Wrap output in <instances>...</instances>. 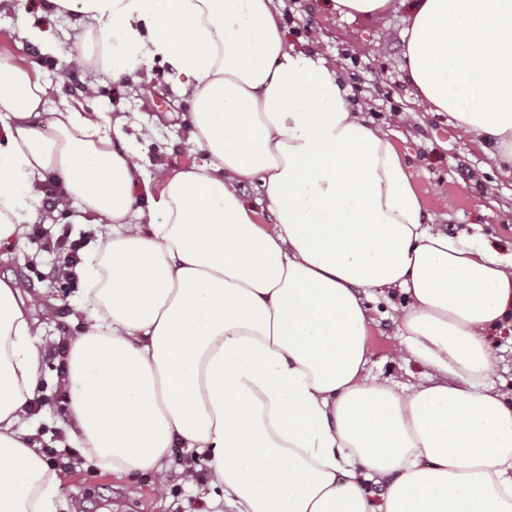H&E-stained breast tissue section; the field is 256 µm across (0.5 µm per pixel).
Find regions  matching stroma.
Returning a JSON list of instances; mask_svg holds the SVG:
<instances>
[{
	"instance_id": "stroma-1",
	"label": "stroma",
	"mask_w": 512,
	"mask_h": 512,
	"mask_svg": "<svg viewBox=\"0 0 512 512\" xmlns=\"http://www.w3.org/2000/svg\"><path fill=\"white\" fill-rule=\"evenodd\" d=\"M289 49L333 63L337 77L353 92L355 111L387 132L415 177L427 223L455 237L489 243L502 254L512 253V177L499 173L489 150L451 124L444 115L421 111L402 69L407 12L397 7L372 17L348 18L336 12L331 0H273ZM29 28L46 31L55 50L23 36ZM81 32L75 19L55 16L47 0H0V54L32 65L34 79L45 83L54 106L77 104L84 90H98L94 107L112 117L126 118L127 146L144 172L157 166L180 170L202 166L208 158L189 134L186 116L192 88L167 73L157 61L131 75L87 66L63 73ZM40 234H27L21 245L0 259V279L11 281L26 302L29 316L48 344L75 336L76 309H92L82 288H62L52 271L58 260L46 246L61 231L72 238L96 241L106 236L107 223H85L78 207L64 212L39 208ZM401 297L373 304L370 336L371 373L388 380L415 384L427 375L419 363L393 360L401 341L395 318ZM69 412L54 404L32 411L23 430L43 448H58L65 466L55 473L61 492L59 512H236L209 474L186 482L175 460L187 456L184 448L171 451L174 460L164 493L149 479L118 477L103 470L78 446L59 448L71 427Z\"/></svg>"
}]
</instances>
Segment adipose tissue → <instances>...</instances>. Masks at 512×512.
<instances>
[{
  "label": "adipose tissue",
  "mask_w": 512,
  "mask_h": 512,
  "mask_svg": "<svg viewBox=\"0 0 512 512\" xmlns=\"http://www.w3.org/2000/svg\"><path fill=\"white\" fill-rule=\"evenodd\" d=\"M405 2L417 102L512 175V0ZM49 3L84 32L76 65L157 60L186 79L209 156L142 178L113 146L121 120L69 106L46 135L48 87L0 55V247L24 241L54 171L58 210L110 223L84 248L94 307L70 341L59 447L80 439L103 469L157 483L189 449L238 512H512V402L489 341L512 323V254L426 223L402 154L324 58L287 47L272 0ZM394 292L400 354L434 372L417 385L368 369L369 303ZM42 348L0 280V512H57L19 433Z\"/></svg>",
  "instance_id": "obj_1"
}]
</instances>
